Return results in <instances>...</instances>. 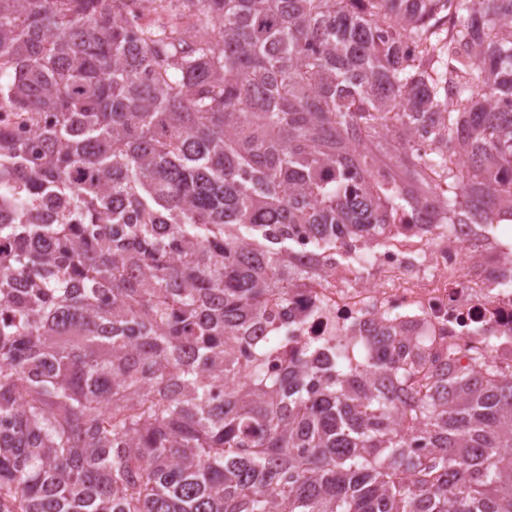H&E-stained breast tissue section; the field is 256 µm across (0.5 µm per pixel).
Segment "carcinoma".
Masks as SVG:
<instances>
[{"mask_svg": "<svg viewBox=\"0 0 512 512\" xmlns=\"http://www.w3.org/2000/svg\"><path fill=\"white\" fill-rule=\"evenodd\" d=\"M147 3L0 0V512H512V370L242 346L297 225L512 219V0Z\"/></svg>", "mask_w": 512, "mask_h": 512, "instance_id": "cac0c4a2", "label": "carcinoma"}]
</instances>
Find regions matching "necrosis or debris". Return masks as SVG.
Here are the masks:
<instances>
[{
    "label": "necrosis or debris",
    "mask_w": 512,
    "mask_h": 512,
    "mask_svg": "<svg viewBox=\"0 0 512 512\" xmlns=\"http://www.w3.org/2000/svg\"><path fill=\"white\" fill-rule=\"evenodd\" d=\"M480 237L476 253L467 241ZM354 262L329 254L288 302V350L328 352L397 325L435 337L442 362L466 366L482 351L512 368V248L481 224H404L382 246L356 244Z\"/></svg>",
    "instance_id": "necrosis-or-debris-1"
}]
</instances>
